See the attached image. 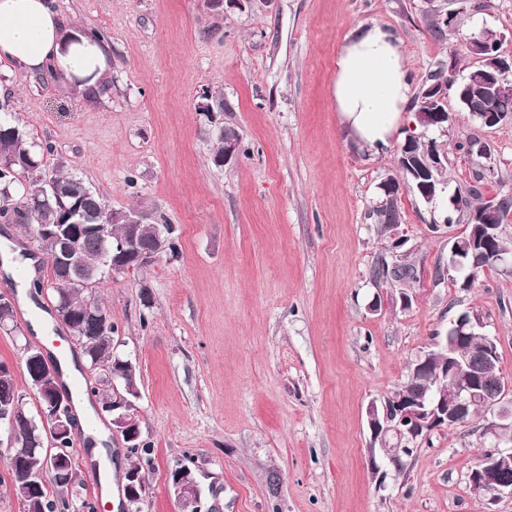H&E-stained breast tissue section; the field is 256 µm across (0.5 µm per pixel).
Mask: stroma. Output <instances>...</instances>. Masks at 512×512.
<instances>
[{
    "label": "stroma",
    "mask_w": 512,
    "mask_h": 512,
    "mask_svg": "<svg viewBox=\"0 0 512 512\" xmlns=\"http://www.w3.org/2000/svg\"><path fill=\"white\" fill-rule=\"evenodd\" d=\"M452 13L443 40L427 5ZM68 23L100 30L112 53L109 90L79 94L44 72L0 64V118L52 146L109 208H142L177 227L176 258L105 283L117 354L136 364L133 412L149 453L110 435L113 483L131 466L147 485L129 512H180L168 472L183 464L220 512H512V496L477 495L469 475L490 447L512 448V426L493 415L413 441L402 470L371 457L369 404H384L411 362L447 335L457 313L478 314L494 338L512 395V274L488 270L471 286L456 272L435 280L464 223L446 224L454 190L479 159L456 144L486 143L495 174L486 195H512V121L488 128L449 98L450 124L426 130L443 157L436 202H400L402 246L380 230L381 183L396 173V144L374 151L342 129L336 57L358 27L380 24L399 41L420 91L460 52L463 81L480 66L467 41L490 29L512 56V0H253L216 13L203 0H55ZM224 95L223 122L246 156L218 167L215 126L198 105ZM413 263L404 291L376 285L377 260ZM377 310H370V303ZM45 313L25 310L0 328V361L17 388L25 345L67 338L35 333ZM68 512L102 493L85 439ZM380 472L372 474L369 463Z\"/></svg>",
    "instance_id": "35a3bbf8"
}]
</instances>
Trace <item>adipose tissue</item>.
I'll return each instance as SVG.
<instances>
[{"instance_id": "ef3b65f1", "label": "adipose tissue", "mask_w": 512, "mask_h": 512, "mask_svg": "<svg viewBox=\"0 0 512 512\" xmlns=\"http://www.w3.org/2000/svg\"><path fill=\"white\" fill-rule=\"evenodd\" d=\"M110 49L83 29L66 26L54 0H0V63L38 74L53 71L79 93L110 70ZM412 80L394 34L374 24L357 29L336 59L335 102L341 126L379 149L399 131Z\"/></svg>"}]
</instances>
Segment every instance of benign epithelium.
<instances>
[{
	"instance_id": "benign-epithelium-1",
	"label": "benign epithelium",
	"mask_w": 512,
	"mask_h": 512,
	"mask_svg": "<svg viewBox=\"0 0 512 512\" xmlns=\"http://www.w3.org/2000/svg\"><path fill=\"white\" fill-rule=\"evenodd\" d=\"M397 153L400 154V160L407 163L424 201H433L435 192L428 181V176L432 169L442 165L439 153L432 150H418L417 141L409 137L399 146ZM407 188H412V184L402 178L386 179L381 185L385 196L384 203L399 206L401 192ZM69 218L71 221L50 228V232L54 233L62 244L58 271L78 282L92 277V273L86 270L82 256L73 245V240L77 237L78 225L72 221L74 215H69ZM112 219H122L128 224L129 234L126 238L112 243L107 238L104 225H92L107 246V253L111 259L112 280L117 281L136 270L153 265L171 249L172 241L167 237L164 229L157 228L153 246L143 249L140 247L138 234V228L142 224L140 218L114 211ZM501 220L499 204L492 201L478 216L479 233H471L453 241L454 252L469 253L472 256L471 263L459 264L460 269L467 270L464 283H472L475 271L490 266L512 273V249L498 240V224ZM479 327H481L480 322L461 314L456 318L453 335L459 341L470 335L471 330ZM496 356V344L489 339L485 349L478 352L471 360L460 361L454 357L448 358V374L451 375L453 384L446 390L440 389L436 392L418 388L408 399L398 401V419L395 423L386 415L379 416L377 405L370 404L367 415L372 441L384 447L387 445V436L391 432L401 440L404 438L415 440L434 429L457 425L468 416L470 406L478 398L483 400L488 412L494 414L500 422L512 425V401L504 399L487 384V373ZM33 420L41 423L48 441V448L57 449L56 453L47 456L48 465L41 475L42 483L45 484L48 482V477L60 476L67 465L73 464L77 452L74 448L76 427L73 425L71 415L61 405L53 413H48L41 407L38 408L37 416L33 417ZM112 429L122 434L128 442L136 441L141 434L139 424L126 414L112 416ZM510 469L512 470V451L504 452L494 449L488 452V456L481 460L478 469L470 475V488L476 494L512 496V482L505 478V474ZM125 487V498L130 503L139 497V491L145 490L139 475L133 471L127 472ZM174 493L185 512H214L215 510V506L207 504L198 479L182 470L174 480Z\"/></svg>"
}]
</instances>
